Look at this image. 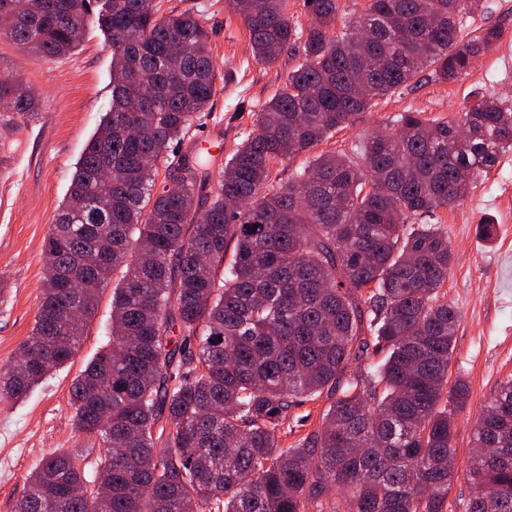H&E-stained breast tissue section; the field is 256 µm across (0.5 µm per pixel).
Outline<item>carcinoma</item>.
<instances>
[{"label":"carcinoma","instance_id":"1","mask_svg":"<svg viewBox=\"0 0 512 512\" xmlns=\"http://www.w3.org/2000/svg\"><path fill=\"white\" fill-rule=\"evenodd\" d=\"M150 2L0 0V36L25 52L65 56L89 20L113 49L112 104L51 224L35 325L0 372V398L25 397L75 355L122 270L109 343L70 390L75 431L104 445L109 491L85 483L74 448L42 461L13 512H445L469 390L448 377V235L409 219L455 206L464 176L512 150V105L483 97L451 120L405 112L353 157L307 156L284 184L274 171L424 69L440 82L467 73L501 31L459 37L482 0H368L339 35L337 0H306L302 30L286 0H225L258 64L289 46L300 62L208 193L210 159L181 147L221 75L209 32ZM0 102L1 166L38 112L16 79L0 80ZM161 166L179 191L158 183ZM325 392L320 427L283 446L292 407ZM473 443L465 512H512V378Z\"/></svg>","mask_w":512,"mask_h":512}]
</instances>
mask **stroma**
<instances>
[{"label": "stroma", "mask_w": 512, "mask_h": 512, "mask_svg": "<svg viewBox=\"0 0 512 512\" xmlns=\"http://www.w3.org/2000/svg\"><path fill=\"white\" fill-rule=\"evenodd\" d=\"M481 12L464 17L462 31L501 29L500 39L474 66L453 81L437 82L421 73L417 83L375 99L354 116L348 128L319 144V151L353 155L360 142L405 111L428 119L456 116L480 97L512 103V0H483ZM160 12L188 10L203 16L209 47L220 71L217 93L185 143L194 148L210 139V174L251 131L254 115L281 91L299 55L285 49L271 66L251 54L242 19L224 0H155ZM112 45L90 23L78 51L47 59L19 51L0 37V76L21 78L39 96V114L23 126L18 142L0 168V370L12 366L30 336L41 299L44 240L75 172V164L112 99ZM448 231L454 259L445 286L460 316L449 365L451 377L463 378L469 400L453 419L456 474L448 490L447 512H464L473 489L467 480L472 435L498 385L512 377V152L502 154L489 172L474 176L459 204L421 218ZM494 225L492 239L479 237L480 224ZM112 292L104 290L73 359L18 401H0V512H13L27 478L51 454L78 448L86 479H94L103 446L94 436L77 434L69 403L73 379L109 341ZM329 401L321 396L292 408L285 445L296 443L321 422Z\"/></svg>", "instance_id": "35a3bbf8"}]
</instances>
